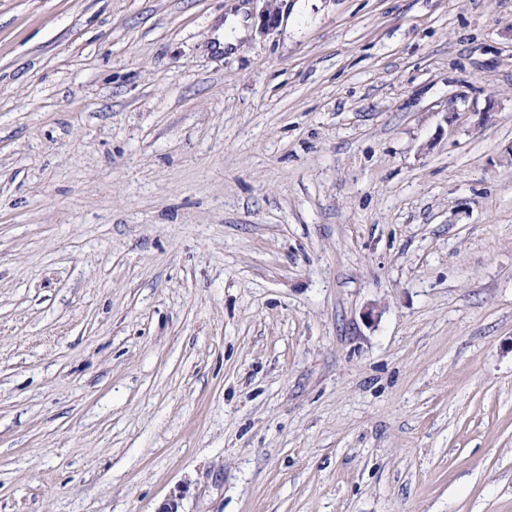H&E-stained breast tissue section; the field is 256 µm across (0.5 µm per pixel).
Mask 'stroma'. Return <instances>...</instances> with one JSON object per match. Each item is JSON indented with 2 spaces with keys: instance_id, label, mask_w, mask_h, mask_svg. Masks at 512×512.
<instances>
[{
  "instance_id": "1",
  "label": "stroma",
  "mask_w": 512,
  "mask_h": 512,
  "mask_svg": "<svg viewBox=\"0 0 512 512\" xmlns=\"http://www.w3.org/2000/svg\"><path fill=\"white\" fill-rule=\"evenodd\" d=\"M262 8L0 0V512H512V0Z\"/></svg>"
}]
</instances>
